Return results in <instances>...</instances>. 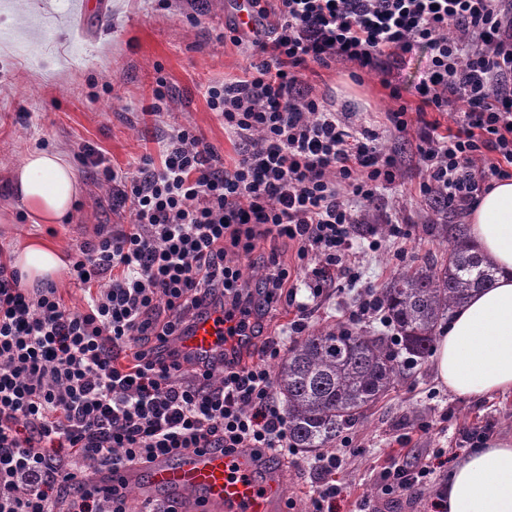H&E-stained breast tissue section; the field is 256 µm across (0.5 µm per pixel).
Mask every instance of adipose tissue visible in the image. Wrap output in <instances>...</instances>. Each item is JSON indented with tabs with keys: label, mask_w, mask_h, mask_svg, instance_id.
Returning <instances> with one entry per match:
<instances>
[{
	"label": "adipose tissue",
	"mask_w": 512,
	"mask_h": 512,
	"mask_svg": "<svg viewBox=\"0 0 512 512\" xmlns=\"http://www.w3.org/2000/svg\"><path fill=\"white\" fill-rule=\"evenodd\" d=\"M12 194L33 224H59L78 206L81 183L68 157L35 150L11 173ZM469 238L490 257L493 287L461 306L439 336L433 365L453 394L474 398L512 393V176L479 195L469 216ZM24 287L57 280L64 261L51 243L30 240L12 254ZM447 512H512V436L487 439L453 466L446 478Z\"/></svg>",
	"instance_id": "1"
}]
</instances>
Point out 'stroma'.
<instances>
[{"label": "stroma", "instance_id": "obj_1", "mask_svg": "<svg viewBox=\"0 0 512 512\" xmlns=\"http://www.w3.org/2000/svg\"><path fill=\"white\" fill-rule=\"evenodd\" d=\"M82 0H0V207L8 202L11 169L33 150L64 152L83 186L68 222L0 223V254L9 255L17 237H40L62 254L91 239L98 225L125 224L126 212L112 209V185L86 167L83 146L97 148L115 170L132 168L141 157L159 158L162 140L177 126L201 132L224 163L235 158V138L204 97L207 85L241 74L248 54L224 44L219 35L232 24V0H102V10L86 13ZM425 64L413 55L388 75L363 74L354 82L351 63L317 68L307 81L315 94L349 104L355 126L384 130L395 105L390 85L409 88ZM168 90L162 115L146 113L158 81ZM402 151L400 184L382 191L370 207L372 224L354 241L356 281L325 284L311 297V276L281 244L266 242L261 257L278 255L307 303V328L346 325L368 293L384 288L399 270L443 257L445 244L429 236L433 212L418 194L419 159L413 145L385 137ZM390 230H381L384 221ZM377 249H370V241ZM512 435V394L461 398L440 384L432 359L406 370L395 389L345 431L334 450L342 459L334 478L342 489L336 512H430L435 487L450 463L477 442ZM444 453L428 486L412 502L381 493L383 474L394 457L422 462ZM311 453L289 456L280 468L287 512H309L314 476Z\"/></svg>", "mask_w": 512, "mask_h": 512}]
</instances>
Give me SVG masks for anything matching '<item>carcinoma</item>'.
Segmentation results:
<instances>
[{"mask_svg": "<svg viewBox=\"0 0 512 512\" xmlns=\"http://www.w3.org/2000/svg\"><path fill=\"white\" fill-rule=\"evenodd\" d=\"M426 232L447 244V257L397 272L379 293L398 336L347 326L318 330L294 340L277 364L273 392L292 447H332L403 376L395 347L427 358L448 313L494 283L497 268L469 244L465 225L429 224Z\"/></svg>", "mask_w": 512, "mask_h": 512, "instance_id": "carcinoma-1", "label": "carcinoma"}]
</instances>
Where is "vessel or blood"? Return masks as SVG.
I'll list each match as a JSON object with an SVG mask.
<instances>
[{
  "label": "vessel or blood",
  "instance_id": "vessel-or-blood-1",
  "mask_svg": "<svg viewBox=\"0 0 512 512\" xmlns=\"http://www.w3.org/2000/svg\"><path fill=\"white\" fill-rule=\"evenodd\" d=\"M233 19L240 33H253L255 17L248 0H236ZM224 333L214 316L199 320L181 342L195 357L212 353ZM124 483L160 495L197 497L201 512H285L283 477L275 467L261 468L247 450L228 454L188 452L158 456L145 468L122 472Z\"/></svg>",
  "mask_w": 512,
  "mask_h": 512
}]
</instances>
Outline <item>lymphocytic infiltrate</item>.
<instances>
[{
    "label": "lymphocytic infiltrate",
    "mask_w": 512,
    "mask_h": 512,
    "mask_svg": "<svg viewBox=\"0 0 512 512\" xmlns=\"http://www.w3.org/2000/svg\"><path fill=\"white\" fill-rule=\"evenodd\" d=\"M261 27H229L252 58L242 75L208 86L206 101L238 140L233 168L203 135L170 131L160 160L134 174L105 169L124 229H99L69 257L85 294L67 307L57 288L22 287L0 258V512H130L125 488L82 480L110 476L160 455L249 449L291 454L272 374L244 362L232 339L261 335L258 314L296 297L278 257L256 285L239 260L262 240L295 247L318 281L350 270L362 210L396 187L401 160L376 130H353V112L313 96L311 66L350 62L370 73L404 65L420 46L427 62L389 130L410 132L409 112L454 109L456 126L418 128L420 195L448 213L469 210L512 171V0H251ZM222 311L229 348L199 360L178 340ZM339 458L317 455L312 512H335ZM432 468L394 462L386 495L415 497Z\"/></svg>",
    "instance_id": "obj_1"
}]
</instances>
